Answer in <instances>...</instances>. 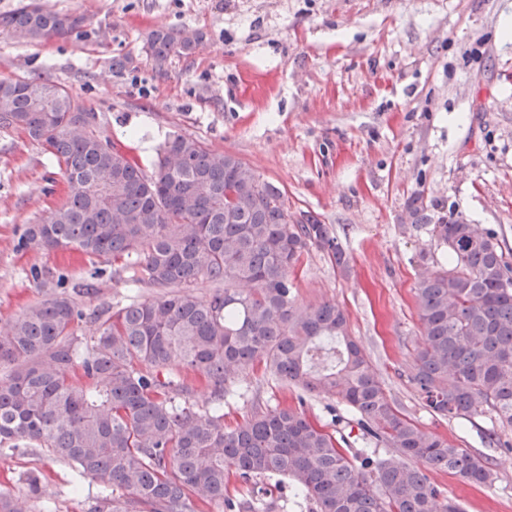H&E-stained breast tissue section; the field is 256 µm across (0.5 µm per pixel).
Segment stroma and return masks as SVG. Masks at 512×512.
Returning a JSON list of instances; mask_svg holds the SVG:
<instances>
[{
	"label": "stroma",
	"instance_id": "1",
	"mask_svg": "<svg viewBox=\"0 0 512 512\" xmlns=\"http://www.w3.org/2000/svg\"><path fill=\"white\" fill-rule=\"evenodd\" d=\"M84 15L102 38L24 43L0 34V80L50 77L98 113L103 134L143 168L168 134L236 154L282 188L293 212L331 227L347 271L319 250L295 279L301 306L332 302L348 317L387 394L420 428L489 459L475 486L447 470L430 480L463 512H512V441L490 415L442 418L406 375L424 338L415 282L424 262L446 263L432 231L451 218L495 235L512 259V0H43ZM158 27L204 31L191 57L158 74L145 51ZM131 60L115 72L113 57ZM69 187L53 156L0 127V325L43 297L39 267L79 288L85 312L158 296L131 281L134 258L104 265L76 251L17 249L26 225L60 205ZM420 198L423 218L409 203ZM224 407L235 426L255 406H304L328 430L357 425L336 398L243 370ZM42 474L30 497L28 474ZM31 512H87L98 487L39 448L0 455V491Z\"/></svg>",
	"mask_w": 512,
	"mask_h": 512
}]
</instances>
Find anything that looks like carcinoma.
I'll use <instances>...</instances> for the list:
<instances>
[{
    "instance_id": "cac0c4a2",
    "label": "carcinoma",
    "mask_w": 512,
    "mask_h": 512,
    "mask_svg": "<svg viewBox=\"0 0 512 512\" xmlns=\"http://www.w3.org/2000/svg\"><path fill=\"white\" fill-rule=\"evenodd\" d=\"M0 33L19 42L98 34L77 13L24 0L0 14ZM204 35L157 28L145 49L162 72L173 54L192 56ZM49 78L0 81V125L16 128L58 162L66 200L20 235L17 247L75 250L103 263L136 254L135 284L162 288L143 302L94 315L91 351L76 329L87 319L57 280L34 268L45 298L0 328V452L44 448L100 487L91 512H200L243 505L227 495V470L259 500L265 479L287 480L310 512H461L415 463L474 484L492 482L489 463L423 431L395 405L333 303H295L292 275L318 248L347 260L327 224L293 220L288 199L239 157L173 133L151 172L101 135L70 129L83 113ZM462 219L433 226L449 266L418 274L424 342L407 374L441 417L489 413L512 426V265L490 232ZM207 280L213 294L195 285ZM183 365L211 387V407L164 369ZM264 367L304 393L336 397L373 444L353 450L343 434L291 407H256L224 425L230 384ZM385 444L396 456L381 458ZM121 490L116 495L114 491ZM0 512H29L0 492Z\"/></svg>"
}]
</instances>
